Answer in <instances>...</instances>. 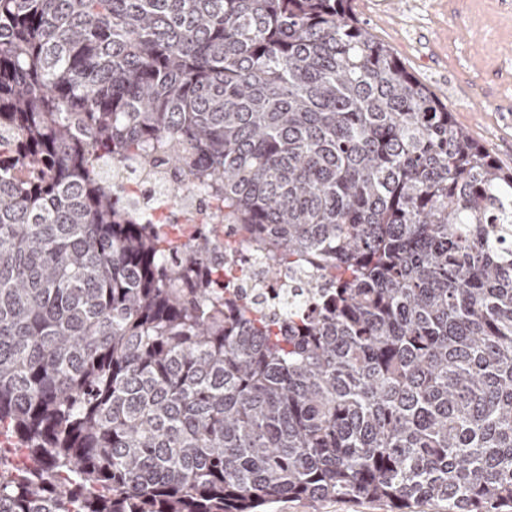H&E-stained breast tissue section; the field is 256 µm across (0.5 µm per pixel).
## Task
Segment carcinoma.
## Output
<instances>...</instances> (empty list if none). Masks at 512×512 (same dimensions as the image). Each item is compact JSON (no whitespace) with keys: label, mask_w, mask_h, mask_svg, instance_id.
<instances>
[{"label":"carcinoma","mask_w":512,"mask_h":512,"mask_svg":"<svg viewBox=\"0 0 512 512\" xmlns=\"http://www.w3.org/2000/svg\"><path fill=\"white\" fill-rule=\"evenodd\" d=\"M226 223L317 307L242 305ZM1 436L0 512H512V170L349 0H0ZM155 174L136 172L133 181L126 184L138 196L140 206L148 215H159L161 211H155L157 190L161 180L167 187L179 188L180 182L173 170L159 167ZM161 179V180H160ZM155 211V212H154ZM182 198L180 206L164 211L169 223L183 226L186 229H190L191 224H202V219L210 210L207 194L201 189L183 190ZM270 512H389L385 503L373 500L349 501L330 499L312 501L301 497L283 498L272 507Z\"/></svg>","instance_id":"1"}]
</instances>
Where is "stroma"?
I'll return each instance as SVG.
<instances>
[{
  "instance_id": "1",
  "label": "stroma",
  "mask_w": 512,
  "mask_h": 512,
  "mask_svg": "<svg viewBox=\"0 0 512 512\" xmlns=\"http://www.w3.org/2000/svg\"><path fill=\"white\" fill-rule=\"evenodd\" d=\"M352 11L455 122L512 169V9L503 0H352ZM270 512H389L373 500L288 497Z\"/></svg>"
}]
</instances>
